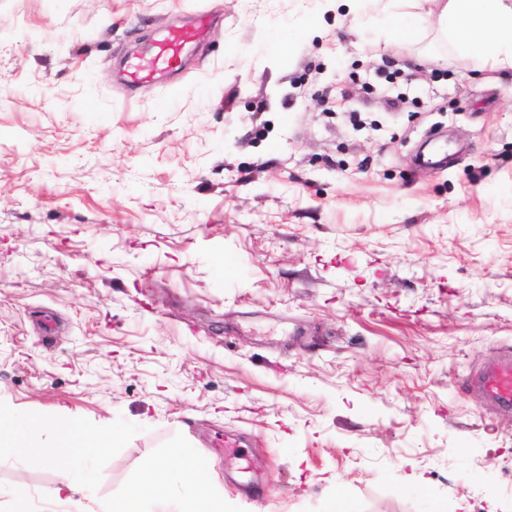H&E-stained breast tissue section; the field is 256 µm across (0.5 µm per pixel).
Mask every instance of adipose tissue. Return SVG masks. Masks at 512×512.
I'll return each instance as SVG.
<instances>
[{"label":"adipose tissue","mask_w":512,"mask_h":512,"mask_svg":"<svg viewBox=\"0 0 512 512\" xmlns=\"http://www.w3.org/2000/svg\"><path fill=\"white\" fill-rule=\"evenodd\" d=\"M358 18L395 36L433 27L447 35L455 50L492 69H512V0H432L434 7L409 16L402 0H356ZM68 450L36 457L59 473L53 490L58 502H73L87 472L109 448L120 447L121 431H87L79 422L61 426ZM165 461H146L127 493L101 505L100 512H224V500L214 487L208 463L191 448L172 447Z\"/></svg>","instance_id":"ef3b65f1"}]
</instances>
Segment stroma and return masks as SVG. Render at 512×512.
<instances>
[{
    "label": "stroma",
    "mask_w": 512,
    "mask_h": 512,
    "mask_svg": "<svg viewBox=\"0 0 512 512\" xmlns=\"http://www.w3.org/2000/svg\"><path fill=\"white\" fill-rule=\"evenodd\" d=\"M200 10L172 82L120 79ZM505 348L512 71L349 0H0V415L121 429L90 498L187 443L230 512H512V413L468 386ZM57 481L0 460V512ZM243 447L236 439L224 436L216 440L214 450L218 453H224V460L230 466L236 467L241 472L249 471V460L247 454L243 451ZM245 463V465H244Z\"/></svg>",
    "instance_id": "1"
}]
</instances>
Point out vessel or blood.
I'll use <instances>...</instances> for the list:
<instances>
[{"mask_svg": "<svg viewBox=\"0 0 512 512\" xmlns=\"http://www.w3.org/2000/svg\"><path fill=\"white\" fill-rule=\"evenodd\" d=\"M211 23V15L201 12L195 15L191 26L171 29L161 40L149 45L140 56L128 63V81L133 84L147 83L160 72L178 69L186 46L202 40ZM469 385L499 411L512 412V349L503 350L495 360L471 375ZM214 449L223 454L227 464L236 468H243L248 461L247 454L236 439H217Z\"/></svg>", "mask_w": 512, "mask_h": 512, "instance_id": "b4317fda", "label": "vessel or blood"}]
</instances>
